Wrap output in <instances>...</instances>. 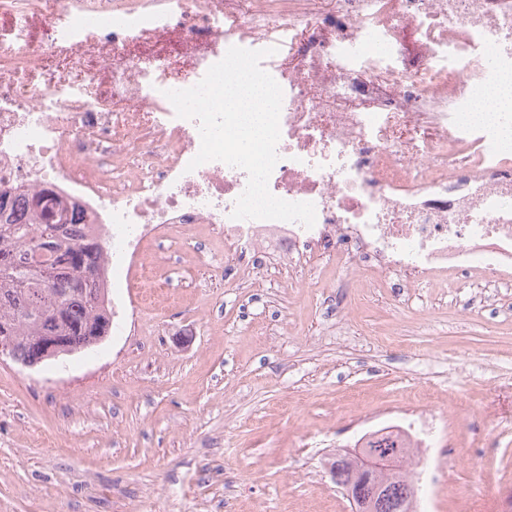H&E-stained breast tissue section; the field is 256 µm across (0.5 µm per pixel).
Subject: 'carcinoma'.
<instances>
[{
    "label": "carcinoma",
    "instance_id": "1",
    "mask_svg": "<svg viewBox=\"0 0 512 512\" xmlns=\"http://www.w3.org/2000/svg\"><path fill=\"white\" fill-rule=\"evenodd\" d=\"M13 193L0 195V336L16 337V354L23 361L36 358L34 340L61 336L78 352L106 334L107 318L96 300L103 288V250L93 234L67 227L44 239L47 224H32L13 208ZM43 246L50 266L61 279L48 287L37 270L27 266V256ZM61 310V317L51 312ZM409 478L393 483L380 512H396L405 497Z\"/></svg>",
    "mask_w": 512,
    "mask_h": 512
}]
</instances>
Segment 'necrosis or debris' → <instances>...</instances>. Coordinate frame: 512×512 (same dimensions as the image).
Returning a JSON list of instances; mask_svg holds the SVG:
<instances>
[{
    "instance_id": "4bbe7bcc",
    "label": "necrosis or debris",
    "mask_w": 512,
    "mask_h": 512,
    "mask_svg": "<svg viewBox=\"0 0 512 512\" xmlns=\"http://www.w3.org/2000/svg\"><path fill=\"white\" fill-rule=\"evenodd\" d=\"M14 17L0 39V187L49 192L63 220L108 236L116 288H151L146 253L203 230L297 266L322 242L366 288L512 287V113L474 118L477 102L512 73V0H63L44 53L61 68L37 78L26 33L38 0H0ZM177 30L188 71L131 54L136 40ZM271 49L262 68L281 86L279 160L270 192L312 203L313 227L232 217L248 176L210 161L189 169L199 123L177 117L166 93L197 84L230 47ZM43 53V54H44ZM110 68L100 94L83 58Z\"/></svg>"
}]
</instances>
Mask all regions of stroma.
Masks as SVG:
<instances>
[{
  "label": "stroma",
  "instance_id": "stroma-1",
  "mask_svg": "<svg viewBox=\"0 0 512 512\" xmlns=\"http://www.w3.org/2000/svg\"><path fill=\"white\" fill-rule=\"evenodd\" d=\"M215 260L158 297L113 291L122 331L29 369L0 362V512H349L326 464L427 407L419 512L512 507V317L464 295L361 287L331 252L261 278Z\"/></svg>",
  "mask_w": 512,
  "mask_h": 512
}]
</instances>
